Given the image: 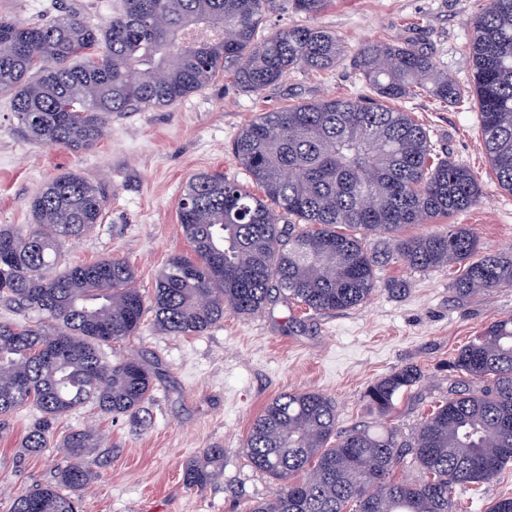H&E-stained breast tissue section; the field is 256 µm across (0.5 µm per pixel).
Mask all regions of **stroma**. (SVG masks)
<instances>
[{
  "mask_svg": "<svg viewBox=\"0 0 512 512\" xmlns=\"http://www.w3.org/2000/svg\"><path fill=\"white\" fill-rule=\"evenodd\" d=\"M485 4L332 0L309 17L294 10L293 0H273L260 36L306 24L336 33L343 54L335 67L299 68L279 86L259 92L243 91L226 72L175 105L113 115L105 137L79 152L31 140L19 131L9 100L0 98V224L31 223L30 201L44 183L78 173L104 189V216L90 232L63 244L61 265L118 257L134 267L143 295H152L169 259L191 251L179 224L188 178L217 173L252 188L233 153L246 124L300 102L364 93L355 56L370 42L414 40L458 82L468 83L467 22ZM398 107L468 166L482 190L478 206L411 227V234L449 222L470 224L485 249L512 248V193L491 172L474 100L450 107L423 95ZM456 276L445 267L417 271L393 259L378 268L370 300L347 311L314 313L278 296L250 317L225 311L222 320L192 336L164 334L145 318L135 335L104 351L112 362L138 355L155 367L145 423L102 414L89 402L55 420L47 448L30 454L22 442L40 412L20 408L0 436V512H11L22 492L53 481L59 445L82 428L104 433L91 453L95 476L82 493L83 512H249L255 500L276 491L244 450L251 424L268 401L286 392L316 391L335 400L340 430L374 426L379 417L365 391L406 365L417 366L422 377L399 394L389 422L411 434L431 403L447 393L448 364L457 351L490 321L512 316V288L461 295L453 286ZM393 279L407 282L404 294L389 289ZM212 446L224 450L219 476L205 488L187 487L186 463ZM502 496H512V466L491 483L457 491L462 512H487Z\"/></svg>",
  "mask_w": 512,
  "mask_h": 512,
  "instance_id": "1",
  "label": "stroma"
}]
</instances>
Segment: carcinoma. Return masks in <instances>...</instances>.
<instances>
[{"mask_svg": "<svg viewBox=\"0 0 512 512\" xmlns=\"http://www.w3.org/2000/svg\"><path fill=\"white\" fill-rule=\"evenodd\" d=\"M331 0H294L306 15ZM270 0H120L93 26L64 13L45 23L0 16V96L21 129L48 147L87 149L112 115L169 107L234 67L240 88L278 86L299 67H332L343 52L325 30L296 26L258 39ZM471 86L409 41L366 44L356 56L371 95L327 97L259 114L233 144L260 194L220 175L185 184L179 222L192 254L171 258L151 299L135 269L108 258L58 269L59 248L101 223V188L76 173L47 181L32 198V224L0 225V300L49 321H0V431L32 405L42 422L23 447L48 445L51 421L87 402L111 415H136L150 402L156 371L144 361L112 363L101 348L126 339L146 312L174 336L200 333L229 309L261 312L275 291L317 313L354 308L376 290V267L395 255L409 267L461 269L462 295L512 288V250H483L467 224L425 236L405 228L475 207L480 184L465 165L437 155L408 113L386 102L424 92L458 105L474 97L481 141L501 188L512 192V0H487L468 21ZM296 223L279 226L278 216ZM375 235L391 250L376 252ZM448 387L404 436L382 422L336 429V403L314 391L270 400L245 448L255 469L278 485L250 512H457L455 491L488 484L512 465V317L497 319L458 351ZM408 365L370 385L380 417L416 384ZM100 447L91 429L61 444L55 482L20 494L11 512H79ZM421 473L397 480L406 457ZM224 449L213 446L183 470L190 488L214 481Z\"/></svg>", "mask_w": 512, "mask_h": 512, "instance_id": "cac0c4a2", "label": "carcinoma"}]
</instances>
